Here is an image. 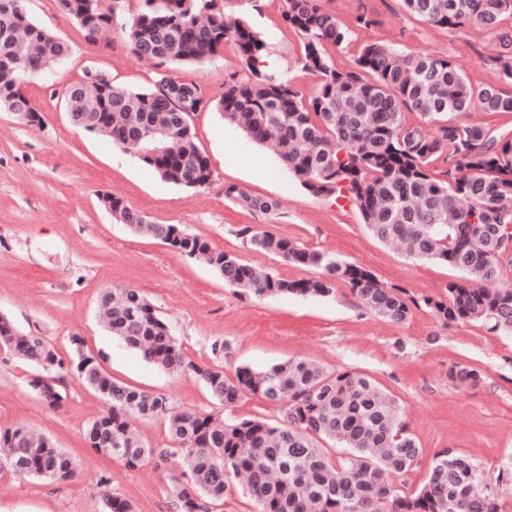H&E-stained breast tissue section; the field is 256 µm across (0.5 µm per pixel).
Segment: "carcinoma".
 I'll list each match as a JSON object with an SVG mask.
<instances>
[{
	"instance_id": "cac0c4a2",
	"label": "carcinoma",
	"mask_w": 512,
	"mask_h": 512,
	"mask_svg": "<svg viewBox=\"0 0 512 512\" xmlns=\"http://www.w3.org/2000/svg\"><path fill=\"white\" fill-rule=\"evenodd\" d=\"M245 1L252 2L138 0L128 23L120 21L124 0H58L88 44L117 28L135 55L161 69L143 90L116 84L103 71L97 86H69L65 96L88 120L80 129L133 152L167 182L209 185L213 171L191 125L205 106L203 91L179 80L174 69L207 62L228 44L250 76L224 82L218 102L224 121L273 149L311 195H347L381 243H398L415 260L460 272L445 296L426 300L442 324L485 322L512 335V287H491L512 262V127L469 120L475 110L512 112V26H504L512 19V0H401L406 13L434 28L477 29L496 41L499 51L490 62L501 83L480 86L469 83L451 57L403 53L381 41L364 44L355 66L339 71L326 47L350 43L351 30L329 0H284V21L305 40L301 69L323 78L319 95L309 101L292 81L256 67L264 39L228 15ZM69 53L64 41L32 19L27 0H0V103L28 104L23 87ZM173 82L181 94L171 92ZM407 111L422 123H408ZM439 159L446 164L440 172L432 168ZM112 210L134 232L147 231L209 267L225 285L256 297L325 296L342 282L373 313L395 324L410 317L399 290L366 268L285 235L238 230L251 248L313 268L317 276L288 281L260 272L178 224L143 222L117 197ZM99 312L112 337L164 372L192 371L222 406L233 407L248 394L282 404L275 424L174 413L164 396L115 379L79 351L66 363L44 337L20 332L0 316L1 348L46 373L76 374L101 398L105 409L85 432L94 454L105 450L127 468L156 454L182 456L185 470L170 477L174 512H210L232 478L243 480L257 512H508L475 462L449 448L434 456L418 491L390 484L387 475L410 471L422 448L403 424L396 398L362 373H331L306 359H289L264 370L242 366L231 379L222 367L188 361L140 291L112 293ZM31 386L49 408L61 407L54 385L36 379ZM133 416L168 419L173 447L156 453L131 429ZM0 453L18 476L62 481L74 473L73 459L52 438L23 426L0 432ZM110 483L105 474L97 481L107 512H133L128 500L111 494Z\"/></svg>"
}]
</instances>
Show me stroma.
<instances>
[{"mask_svg":"<svg viewBox=\"0 0 512 512\" xmlns=\"http://www.w3.org/2000/svg\"><path fill=\"white\" fill-rule=\"evenodd\" d=\"M27 6L37 23L69 45L70 54L24 88L41 123L0 106V315L20 331L44 336L65 359L72 354L71 336H82L86 350L100 356L113 377L161 394L175 408L220 413L229 420H277L276 407L257 395L222 409L193 372H163L113 339L99 321L100 294L107 288L137 289L193 363L221 365L231 376L241 366L260 370L303 357L330 372L372 377L396 397L408 431L422 448L411 471L388 478L405 492L420 487L434 455L447 448L470 456L488 483L498 485L499 471L512 463V336L484 322L448 327L435 318L425 301L444 294L457 271L381 244L354 206L312 196L291 172L264 181L246 166L228 162V133L255 157L274 160L241 130L226 129L215 107L225 79L247 74L232 48L204 64L175 69L182 81L200 85L208 100L194 115L192 128L214 172L209 186L186 189L165 182L137 157L75 128L63 95L87 70L145 89L155 69L136 57L120 35L88 45L83 29L57 0H28ZM330 7L349 22L365 11L376 21L354 28L350 45L329 48L337 69L353 67L363 44L383 41L406 53L449 56L475 85L499 79L480 51L488 41L481 32L435 30L406 14L401 0H331ZM282 11V0H252L244 7L247 22L268 46L261 68L292 78L304 98H313L321 79L300 69L303 41L288 28ZM231 185L276 201V214L261 215L226 198L224 190ZM106 194L123 199L150 223L182 225L216 249L284 279L309 278L314 271L245 248L238 229L270 230L334 253L398 288L412 314L406 323H391L367 310L343 283L322 297L242 294L203 264L113 220L101 203ZM460 366L479 369L480 382H454L450 371ZM36 373L33 365L0 348V429L23 426L51 436L76 460L77 472L62 483L35 480L15 475L0 458V512H106L97 486L103 472L112 476V493L131 501L135 512H172L169 477L182 471L181 457L151 459L129 469L92 454L83 433L103 412L102 402L64 372L55 382L62 406L49 409L29 386Z\"/></svg>","mask_w":512,"mask_h":512,"instance_id":"stroma-1","label":"stroma"}]
</instances>
